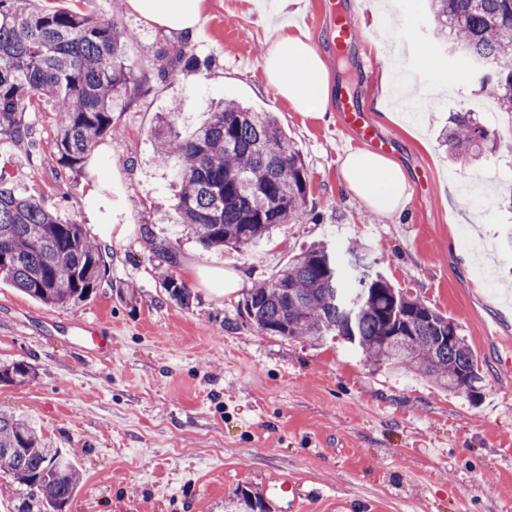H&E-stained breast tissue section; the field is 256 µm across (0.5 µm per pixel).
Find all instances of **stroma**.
Masks as SVG:
<instances>
[{
  "mask_svg": "<svg viewBox=\"0 0 512 512\" xmlns=\"http://www.w3.org/2000/svg\"><path fill=\"white\" fill-rule=\"evenodd\" d=\"M43 8L84 10L134 32L124 57L140 76L112 114L113 133L96 145L101 170L118 171L112 207L130 224L123 240L100 242L109 274L77 306H47L0 278V362L25 361L36 372L21 386L0 385V409L29 418L44 437L68 449L82 474L69 512H252L272 508L267 491L285 476L309 493L302 512H512V254L502 245L512 212V134L502 149L449 161L439 132L449 113L475 112L499 128L502 112L468 79L434 37L426 0H301L297 30L328 63L335 88L362 102L367 121L391 143L419 189L407 192L402 223L379 219L342 191L339 164L356 136L339 112L315 119L293 111L265 87L262 0H204L190 47L211 57L202 72L162 77L160 48L181 38L146 23L113 0H41ZM349 17L359 33L344 57L328 11ZM426 49L427 69L410 54L391 66L380 44ZM425 89L405 120L375 108L390 72ZM233 99L276 115L309 175L313 222L282 224L244 252L203 248L181 224L169 184L173 169L156 161L153 133L164 113L181 133ZM422 130L412 131L418 119ZM42 158L0 143V163L16 185L64 222L98 226L83 206L88 169L68 172L48 161L58 114L31 113ZM470 247L461 244L462 228ZM170 242L174 268L161 266L152 240ZM364 244L398 289L419 297L460 326L482 382L477 398L367 362L346 344L288 340L257 332L241 313L247 289L270 279L310 245ZM221 270L240 288L217 295L191 279L190 266ZM174 273L192 288L190 307L171 301L163 282ZM112 330L103 362L73 345L76 321Z\"/></svg>",
  "mask_w": 512,
  "mask_h": 512,
  "instance_id": "stroma-1",
  "label": "stroma"
}]
</instances>
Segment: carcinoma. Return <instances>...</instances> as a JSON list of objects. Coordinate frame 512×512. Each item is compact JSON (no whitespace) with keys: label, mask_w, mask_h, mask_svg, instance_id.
I'll return each mask as SVG.
<instances>
[{"label":"carcinoma","mask_w":512,"mask_h":512,"mask_svg":"<svg viewBox=\"0 0 512 512\" xmlns=\"http://www.w3.org/2000/svg\"><path fill=\"white\" fill-rule=\"evenodd\" d=\"M437 35L468 66L482 93L512 114V0H429ZM131 34L82 12L40 9L34 0H0V139L39 152L28 112L48 101L60 122L58 163L77 172L95 143L112 133V112L135 83L123 60ZM168 68L208 67L183 45L163 52ZM157 161L176 170L177 208L205 247L242 251L277 224L306 221L308 174L277 120L233 99L186 136L171 121L155 131ZM451 155L494 152L498 142L472 112H453L442 132ZM107 273L102 249L81 225L65 223L20 191L0 166V277L46 305H78ZM170 300L192 304L195 294L174 275ZM257 331L317 343L339 336L370 362L412 372L453 392L460 378L475 395L481 377L459 325L418 297H408L377 269L365 247L352 243L345 260L326 243L308 248L288 267L249 289L242 304ZM412 337L387 354L383 336ZM33 369L23 361L0 366V384L21 385ZM0 469L24 487L17 512H66L81 483L67 453L27 419L0 410Z\"/></svg>","instance_id":"obj_1"}]
</instances>
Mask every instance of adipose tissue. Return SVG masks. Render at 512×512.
Masks as SVG:
<instances>
[{"label":"adipose tissue","instance_id":"ef3b65f1","mask_svg":"<svg viewBox=\"0 0 512 512\" xmlns=\"http://www.w3.org/2000/svg\"><path fill=\"white\" fill-rule=\"evenodd\" d=\"M203 0H127V8L165 31L194 34ZM262 68L269 87L297 112L313 118L331 109L333 82L324 58L307 38L279 27L266 41ZM343 189L377 216L400 219L407 176L392 158L366 149L349 152L340 164Z\"/></svg>","mask_w":512,"mask_h":512}]
</instances>
